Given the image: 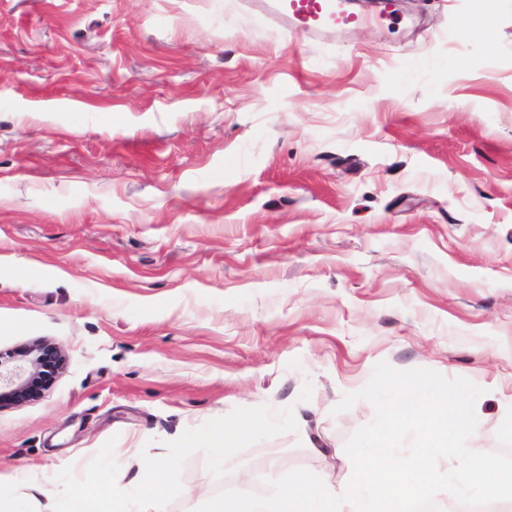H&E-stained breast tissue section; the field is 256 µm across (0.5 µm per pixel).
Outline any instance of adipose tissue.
<instances>
[{"label":"adipose tissue","instance_id":"adipose-tissue-1","mask_svg":"<svg viewBox=\"0 0 512 512\" xmlns=\"http://www.w3.org/2000/svg\"><path fill=\"white\" fill-rule=\"evenodd\" d=\"M260 422L257 412L244 413L233 425L215 422L204 434L200 445L206 447L216 465H223L241 433L256 429ZM111 468L116 477L111 483L110 498L78 487L60 491L54 485L36 486L38 497L45 500V512H57L56 502L59 497H66V512H132L130 490H137L142 496L161 499L168 490V473L166 467L157 460L133 455H113Z\"/></svg>","mask_w":512,"mask_h":512}]
</instances>
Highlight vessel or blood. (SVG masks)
<instances>
[{
  "label": "vessel or blood",
  "mask_w": 512,
  "mask_h": 512,
  "mask_svg": "<svg viewBox=\"0 0 512 512\" xmlns=\"http://www.w3.org/2000/svg\"><path fill=\"white\" fill-rule=\"evenodd\" d=\"M269 9L293 33L317 35L364 23L362 17L346 10L341 0H271Z\"/></svg>",
  "instance_id": "b4317fda"
}]
</instances>
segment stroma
<instances>
[{"label": "stroma", "mask_w": 512, "mask_h": 512, "mask_svg": "<svg viewBox=\"0 0 512 512\" xmlns=\"http://www.w3.org/2000/svg\"><path fill=\"white\" fill-rule=\"evenodd\" d=\"M398 0L307 39L263 0H0V474L104 491L108 450L172 491L303 468L349 482L375 366L512 408V0ZM272 421L217 468L214 419ZM47 347L35 345L11 367L0 369L1 395L23 393L38 377L42 367L43 352Z\"/></svg>", "instance_id": "stroma-1"}]
</instances>
